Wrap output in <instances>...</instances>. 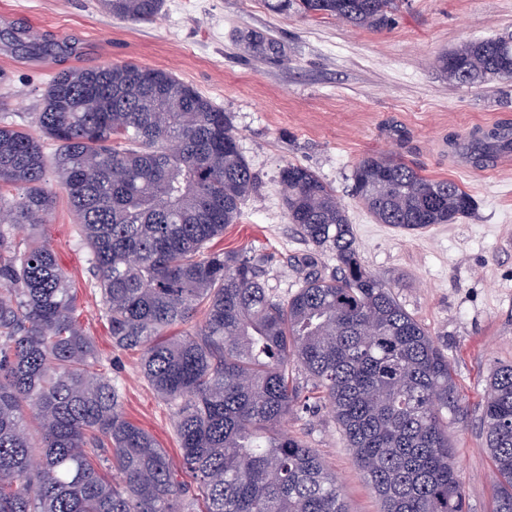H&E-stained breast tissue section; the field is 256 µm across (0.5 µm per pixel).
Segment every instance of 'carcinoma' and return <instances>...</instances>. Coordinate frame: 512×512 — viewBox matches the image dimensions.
I'll return each mask as SVG.
<instances>
[{"instance_id": "cac0c4a2", "label": "carcinoma", "mask_w": 512, "mask_h": 512, "mask_svg": "<svg viewBox=\"0 0 512 512\" xmlns=\"http://www.w3.org/2000/svg\"><path fill=\"white\" fill-rule=\"evenodd\" d=\"M151 22L164 0H100ZM361 29L395 22L398 0H285ZM8 42L45 57L23 27ZM512 66L504 37L439 59L470 83ZM39 134L0 120V512H347L317 451L281 430L309 407L297 376L341 426L383 512H465L448 440L466 409L448 356L359 258L346 208L307 167L281 170L288 222L336 256L288 298L259 265L213 248L255 176L229 116L171 72L133 63L57 73L35 113ZM498 129L472 142L484 165ZM52 166L93 255L112 343L142 352L141 373L175 407L181 465L122 413L76 297L50 245L19 231L48 222ZM353 196L405 233L474 208L457 183L393 156L353 170ZM204 319L177 334L170 330ZM481 421L496 475L494 512H512V363L489 376Z\"/></svg>"}]
</instances>
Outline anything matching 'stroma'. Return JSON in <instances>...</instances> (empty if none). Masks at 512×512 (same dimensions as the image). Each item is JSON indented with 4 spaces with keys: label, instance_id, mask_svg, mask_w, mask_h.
<instances>
[{
    "label": "stroma",
    "instance_id": "obj_1",
    "mask_svg": "<svg viewBox=\"0 0 512 512\" xmlns=\"http://www.w3.org/2000/svg\"><path fill=\"white\" fill-rule=\"evenodd\" d=\"M12 26L52 39L59 50L46 60L0 41V114L9 122L33 128L56 72L129 61L172 72L228 114L256 184L214 246L260 259L273 294H294L306 261L325 274L336 269L335 256L317 252L288 223L281 170L310 168L335 189L362 264L390 285L452 362L467 413L448 438L466 509L492 512L495 481L481 414L488 375L512 362V161L469 165L453 147L473 129L512 124V80L451 82L437 59L466 42L512 35V0H401L395 23L378 31L307 16L284 0H164L155 21L137 24L113 18L99 0H0V29ZM373 154L455 181L473 197L474 211L414 234L376 223L350 180ZM36 233L77 290L80 322L126 417L179 458L173 407L144 380L139 351L112 344L65 195ZM284 428L316 448L348 512H381L328 409L290 416Z\"/></svg>",
    "mask_w": 512,
    "mask_h": 512
}]
</instances>
